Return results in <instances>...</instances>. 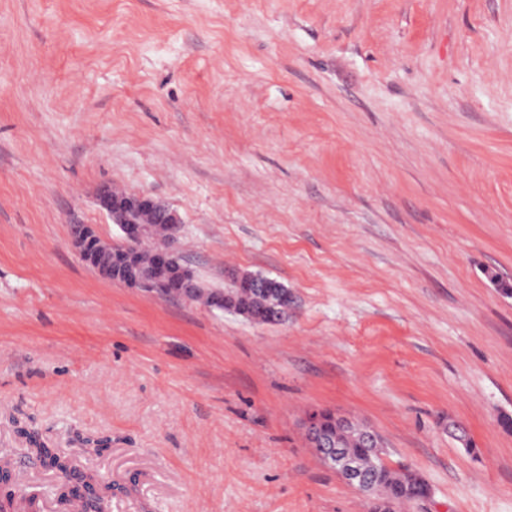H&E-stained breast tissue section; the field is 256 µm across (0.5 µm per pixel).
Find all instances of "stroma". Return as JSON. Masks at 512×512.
<instances>
[{
    "mask_svg": "<svg viewBox=\"0 0 512 512\" xmlns=\"http://www.w3.org/2000/svg\"><path fill=\"white\" fill-rule=\"evenodd\" d=\"M104 184L287 321L99 277L69 227L120 242ZM503 280L512 0H0V436L32 469L21 425L144 512H367L308 446L329 409L426 477L410 512H512Z\"/></svg>",
    "mask_w": 512,
    "mask_h": 512,
    "instance_id": "1",
    "label": "stroma"
}]
</instances>
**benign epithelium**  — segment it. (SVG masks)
Returning <instances> with one entry per match:
<instances>
[{"instance_id": "benign-epithelium-1", "label": "benign epithelium", "mask_w": 512, "mask_h": 512, "mask_svg": "<svg viewBox=\"0 0 512 512\" xmlns=\"http://www.w3.org/2000/svg\"><path fill=\"white\" fill-rule=\"evenodd\" d=\"M98 203L116 224L121 235L126 240H137L140 236L139 225L131 222L129 214L143 210L152 214L159 223L170 224V231L164 249L159 253L157 271L138 279V288L150 296L158 294L157 285L162 283L158 269L164 268L178 256L175 244L179 230L180 219L177 213L165 202L144 194H129L125 200L112 203V188L104 185L98 192ZM96 231L89 224H76L70 230V242L79 257L89 264L97 262L88 246L95 238ZM304 429L310 447L316 456L327 466L336 470L341 478L358 491H364L371 486L370 474L354 463L348 451L335 437L324 433L318 411L314 410L306 417ZM111 483L100 476L90 477L89 473H78L69 470L67 490L89 500L94 507L90 512H103L104 495L110 491Z\"/></svg>"}]
</instances>
